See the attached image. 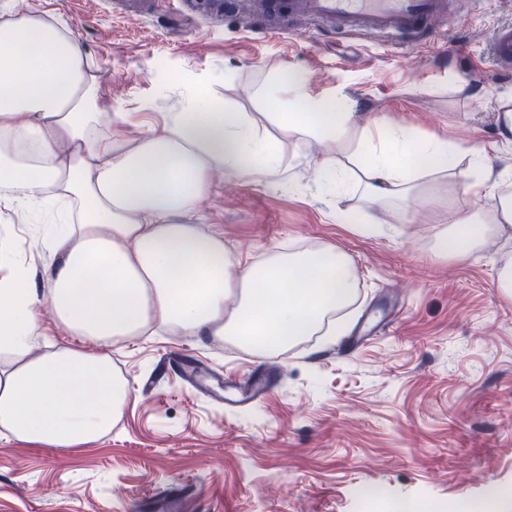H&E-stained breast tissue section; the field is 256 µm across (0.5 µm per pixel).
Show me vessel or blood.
<instances>
[{
    "mask_svg": "<svg viewBox=\"0 0 512 512\" xmlns=\"http://www.w3.org/2000/svg\"><path fill=\"white\" fill-rule=\"evenodd\" d=\"M269 19L303 15L330 23L338 30H369L423 39L430 25L448 15V0H265ZM491 61L512 73V23L498 26L490 42Z\"/></svg>",
    "mask_w": 512,
    "mask_h": 512,
    "instance_id": "b4317fda",
    "label": "vessel or blood"
}]
</instances>
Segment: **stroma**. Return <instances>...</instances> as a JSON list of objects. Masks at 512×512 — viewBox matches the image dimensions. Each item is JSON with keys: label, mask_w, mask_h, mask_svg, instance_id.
Segmentation results:
<instances>
[{"label": "stroma", "mask_w": 512, "mask_h": 512, "mask_svg": "<svg viewBox=\"0 0 512 512\" xmlns=\"http://www.w3.org/2000/svg\"><path fill=\"white\" fill-rule=\"evenodd\" d=\"M451 2L433 40L406 48L288 17L272 34L259 18L183 0H26L74 30L111 112L127 116V141L142 119L182 111L192 85L244 113L274 141L282 183L214 173L195 222L256 259L336 246L357 291L334 330L263 356L170 331L113 343L132 399L111 432L44 448L0 429V512H387L362 499L368 488L425 512H512V298L497 286L512 240L462 263L432 246L468 163L425 178L406 202L373 207L361 191L328 190L315 171L333 142L273 121L287 106L272 81L291 70L312 96L344 91L361 116L477 146L512 173V145L491 119L498 98L512 97V75L488 57L512 0ZM366 216L384 234H358ZM179 356L222 378L221 400L185 380ZM254 366L268 392L229 403Z\"/></svg>", "instance_id": "stroma-1"}]
</instances>
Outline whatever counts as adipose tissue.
<instances>
[{
    "label": "adipose tissue",
    "instance_id": "adipose-tissue-1",
    "mask_svg": "<svg viewBox=\"0 0 512 512\" xmlns=\"http://www.w3.org/2000/svg\"><path fill=\"white\" fill-rule=\"evenodd\" d=\"M276 83L290 95L278 121L335 142V156L313 161L332 190L354 183L371 204L403 201L463 158L472 169L463 197L505 181L480 150L360 120L346 94L310 96L292 73ZM105 115L71 28L11 0L0 10V212L24 217L50 261L33 276L12 236H0V428L46 448L109 434L130 394L110 354L73 344L35 354L42 309L70 335L106 345L171 329L225 336L262 355L319 332L355 294L336 246L237 258L219 233L188 221L215 172L278 182L274 146L242 113L192 89L184 111L145 124L132 146ZM507 234L512 195L501 194L482 213L454 207L434 244L463 262Z\"/></svg>",
    "mask_w": 512,
    "mask_h": 512
}]
</instances>
